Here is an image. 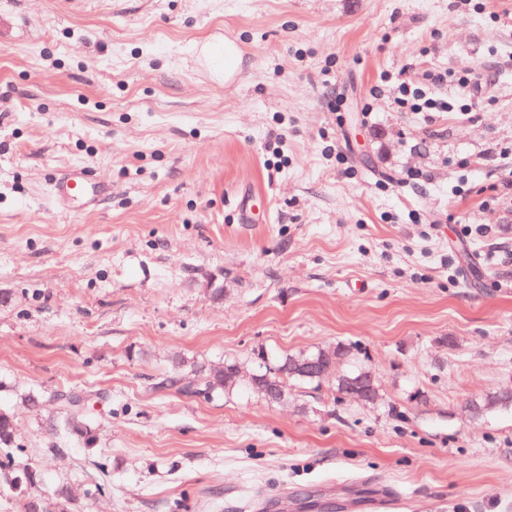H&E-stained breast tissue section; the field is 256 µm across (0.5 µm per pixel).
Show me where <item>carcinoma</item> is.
Instances as JSON below:
<instances>
[{
	"mask_svg": "<svg viewBox=\"0 0 512 512\" xmlns=\"http://www.w3.org/2000/svg\"><path fill=\"white\" fill-rule=\"evenodd\" d=\"M352 344H338L332 350L316 348L299 353L273 354L263 347L253 350L248 359L249 373L255 375L250 380L240 375L243 368L239 361L232 359L224 362L223 373L218 375L204 366L195 368V382L182 384L183 361L177 360L172 369L156 382L160 389H174L180 393L205 398L242 393L257 397L270 403L288 402L293 399L292 391L296 387L312 386L317 388L329 378L333 379L336 394L347 398L362 400L364 405H379L382 395L372 368L356 359ZM281 370L279 387L273 388L260 381L266 373V365ZM64 415L62 419L47 425L48 432L63 430L76 440H91L92 424L84 408V397L70 394L62 396ZM512 405V388H502L469 399L464 406L472 419L483 418L499 409ZM0 491L18 504V512H67L70 501L68 488L59 486L53 497L46 498L35 489L34 474L21 469L16 457L22 453L17 444L14 419L10 412L0 410Z\"/></svg>",
	"mask_w": 512,
	"mask_h": 512,
	"instance_id": "carcinoma-1",
	"label": "carcinoma"
}]
</instances>
